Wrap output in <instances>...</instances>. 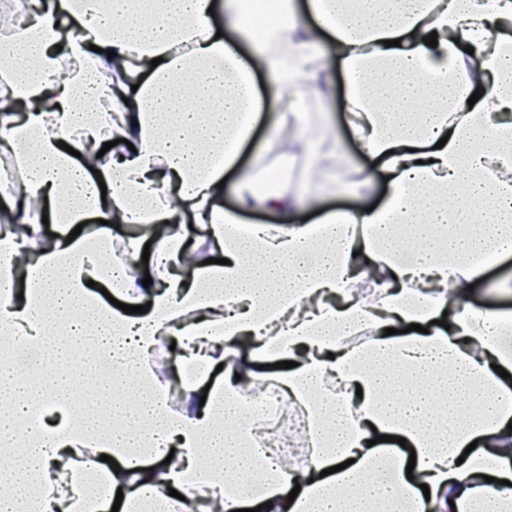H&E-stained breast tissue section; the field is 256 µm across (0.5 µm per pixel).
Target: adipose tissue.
Returning a JSON list of instances; mask_svg holds the SVG:
<instances>
[{
	"instance_id": "obj_1",
	"label": "adipose tissue",
	"mask_w": 512,
	"mask_h": 512,
	"mask_svg": "<svg viewBox=\"0 0 512 512\" xmlns=\"http://www.w3.org/2000/svg\"><path fill=\"white\" fill-rule=\"evenodd\" d=\"M211 3L38 0L0 36V512H512V312L468 291L512 255V0H307L269 34L224 0L222 37ZM335 71L370 161L335 179H385L370 211L240 163L272 103L277 146L287 91ZM229 177L278 223L225 210ZM93 351L136 410L71 402ZM247 378L304 409V462L241 423Z\"/></svg>"
}]
</instances>
